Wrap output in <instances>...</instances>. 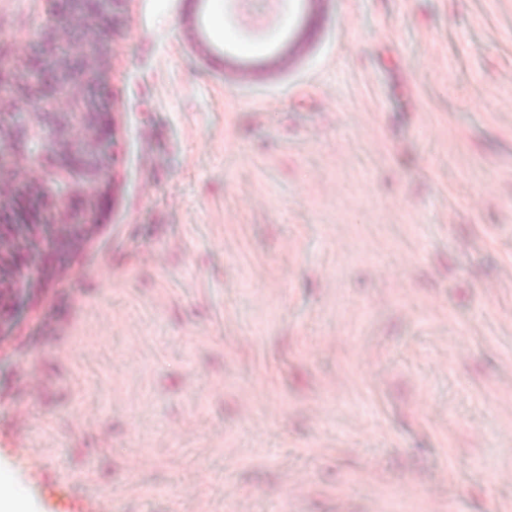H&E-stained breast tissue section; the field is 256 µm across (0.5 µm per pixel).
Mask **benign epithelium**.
<instances>
[{"label":"benign epithelium","mask_w":512,"mask_h":512,"mask_svg":"<svg viewBox=\"0 0 512 512\" xmlns=\"http://www.w3.org/2000/svg\"><path fill=\"white\" fill-rule=\"evenodd\" d=\"M116 2L63 0V8L88 13L107 23ZM34 46L31 68L39 73L62 53L78 59L79 65L65 77L56 76L48 87L40 79L33 85L34 91H45L58 102L57 118L42 113L38 120V125L52 130V140L0 134V142L6 145L0 151V174L9 178L8 187L0 189V215H23L19 221L0 226V278L16 280L20 288L37 287V280L31 277L34 262L53 257L58 268L65 260V247L74 251L93 234L110 164V113L99 104L106 89H96L90 111L76 114L68 108L69 83L100 65L97 46L85 42L71 46L57 26L49 22ZM27 116H33V111L16 113L7 122L1 120L0 128L30 131ZM66 164L75 174L85 177L79 183L81 191L76 192L67 184L52 193L45 191L46 178ZM30 198L39 201V209H26Z\"/></svg>","instance_id":"7a95c632"}]
</instances>
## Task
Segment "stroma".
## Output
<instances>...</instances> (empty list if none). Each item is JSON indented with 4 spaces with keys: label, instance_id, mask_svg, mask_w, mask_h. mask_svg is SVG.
<instances>
[{
    "label": "stroma",
    "instance_id": "1",
    "mask_svg": "<svg viewBox=\"0 0 512 512\" xmlns=\"http://www.w3.org/2000/svg\"><path fill=\"white\" fill-rule=\"evenodd\" d=\"M187 7L112 32L99 227L0 320V484L28 512L45 479L112 512H512V0H323L248 75L194 55ZM46 10L0 0L1 68ZM9 449L13 459L21 464H30L34 470H42L48 465L44 457L35 456L30 448L28 433H22L12 437L9 441Z\"/></svg>",
    "mask_w": 512,
    "mask_h": 512
}]
</instances>
